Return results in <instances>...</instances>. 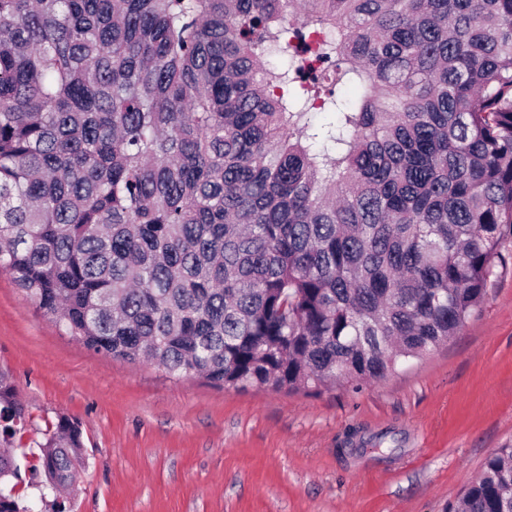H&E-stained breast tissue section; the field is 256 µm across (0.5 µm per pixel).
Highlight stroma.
Returning <instances> with one entry per match:
<instances>
[{"label": "stroma", "mask_w": 512, "mask_h": 512, "mask_svg": "<svg viewBox=\"0 0 512 512\" xmlns=\"http://www.w3.org/2000/svg\"><path fill=\"white\" fill-rule=\"evenodd\" d=\"M482 308L387 378L305 394L219 388L89 350L0 273V370L31 425L29 512H448L512 446V241ZM77 420L73 490L45 489L41 439Z\"/></svg>", "instance_id": "35a3bbf8"}]
</instances>
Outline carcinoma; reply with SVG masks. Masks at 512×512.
Segmentation results:
<instances>
[{
  "label": "carcinoma",
  "mask_w": 512,
  "mask_h": 512,
  "mask_svg": "<svg viewBox=\"0 0 512 512\" xmlns=\"http://www.w3.org/2000/svg\"><path fill=\"white\" fill-rule=\"evenodd\" d=\"M509 238L512 0H0V272L90 350L380 381L467 324ZM27 426L1 370L0 512ZM36 445L71 485L79 423ZM448 512H512V447Z\"/></svg>",
  "instance_id": "cac0c4a2"
}]
</instances>
